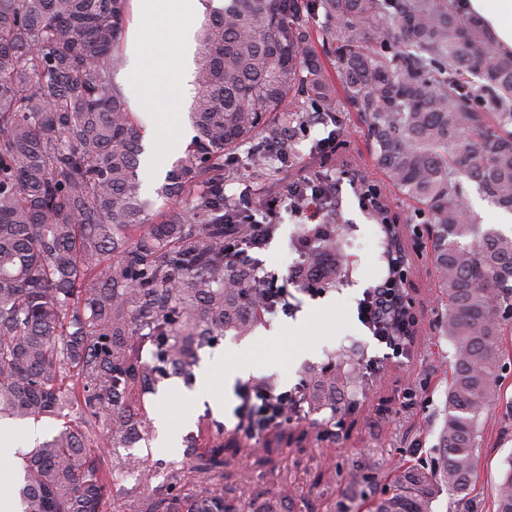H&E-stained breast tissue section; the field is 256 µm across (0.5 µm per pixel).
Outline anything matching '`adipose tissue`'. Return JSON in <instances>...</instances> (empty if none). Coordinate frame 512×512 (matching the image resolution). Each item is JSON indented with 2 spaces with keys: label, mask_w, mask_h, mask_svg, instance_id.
Instances as JSON below:
<instances>
[{
  "label": "adipose tissue",
  "mask_w": 512,
  "mask_h": 512,
  "mask_svg": "<svg viewBox=\"0 0 512 512\" xmlns=\"http://www.w3.org/2000/svg\"><path fill=\"white\" fill-rule=\"evenodd\" d=\"M143 18L130 47L131 64L123 76V91L133 104L154 110L159 132L183 138L180 114L191 94L188 65L197 49L194 21L207 8L206 0H138ZM463 8L479 17L492 33L497 48L512 50V0H464ZM174 27L177 50L168 61L171 78L155 83L152 68V30L156 24Z\"/></svg>",
  "instance_id": "obj_1"
}]
</instances>
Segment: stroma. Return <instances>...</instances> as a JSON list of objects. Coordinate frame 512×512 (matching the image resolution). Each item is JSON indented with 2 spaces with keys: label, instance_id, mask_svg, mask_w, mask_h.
<instances>
[{
  "label": "stroma",
  "instance_id": "1",
  "mask_svg": "<svg viewBox=\"0 0 512 512\" xmlns=\"http://www.w3.org/2000/svg\"><path fill=\"white\" fill-rule=\"evenodd\" d=\"M351 111L348 102L339 101L336 112L343 122L341 128L317 119L300 129L291 144L295 159L274 181L255 179L244 156L224 163L225 196H237L249 187L261 200L283 195L289 183L318 173L347 172L348 180L336 196V212L363 243L361 253L346 260L350 278L321 295L306 293L291 276L300 261V220L282 214L273 239L258 257L288 288L292 311L261 315L248 335L230 332L218 337L200 351L199 360L210 361L228 348L237 350L256 360L252 380H272L279 391L306 381L310 368L352 349L382 357V367L365 371L356 394L338 395L335 411L292 415L281 426L254 435L238 429L235 409L239 399L225 395L222 386L214 388L215 397L224 400L215 411L205 397H194V384L178 377L163 381L146 402L147 416L153 423L167 417L176 421L175 440L161 455L154 454L150 438L105 449L104 467L117 480L104 512H146L148 504L167 489L198 498L216 482L223 483L228 498H250L252 512H264L268 498L280 491L287 494L291 512H333L344 498L364 512L401 470L415 465L439 470L440 433L448 412V380L454 364V348L439 325L447 299L438 286L439 272L430 257L429 240L412 234L416 218L374 166L367 128ZM331 132L336 135L335 148L327 153L316 151L317 140ZM366 185L378 189L390 221L405 230V288L415 325L405 341L403 357H385L383 346L376 344L357 319V299L386 271L378 225L372 214L358 206L357 193ZM291 322L299 329L289 334L284 327ZM501 345L500 396L479 418L474 493L482 512H495L496 486L506 461L512 458V332L502 336ZM89 422L98 435L112 430L104 406L92 410L79 405L36 420L0 421L6 430L0 436V498L16 497L23 475L19 451L52 438L65 427ZM227 433L252 448L248 462H241L228 449L222 467L202 471V455ZM133 456L140 460L141 469L131 474L127 467ZM362 465L368 468L365 477L353 479L354 469Z\"/></svg>",
  "mask_w": 512,
  "mask_h": 512
}]
</instances>
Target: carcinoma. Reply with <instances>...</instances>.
<instances>
[{"mask_svg":"<svg viewBox=\"0 0 512 512\" xmlns=\"http://www.w3.org/2000/svg\"><path fill=\"white\" fill-rule=\"evenodd\" d=\"M127 21L128 0H0V419L105 400L112 447L149 435L128 390L144 398L189 379L198 349L246 335L266 304L259 271L224 257L238 230L224 223V157L246 146L271 179L308 109L334 122L341 96L389 185L431 226L440 327L455 349L442 477L407 468L368 512H432L441 485L454 512H478L479 416L512 327V236L477 224L465 182L512 214V52L449 0H224L199 33L194 139L155 189L177 209L142 192L137 118L112 80ZM330 214L298 271L324 287L345 276L350 234ZM375 220L383 250L401 246L383 207ZM362 379L348 351L288 411L334 412L336 390ZM91 438L64 429L23 454L21 512H102L110 484ZM495 505L512 512V458ZM148 512L248 510L216 483L196 499L168 492Z\"/></svg>","mask_w":512,"mask_h":512,"instance_id":"obj_1","label":"carcinoma"}]
</instances>
